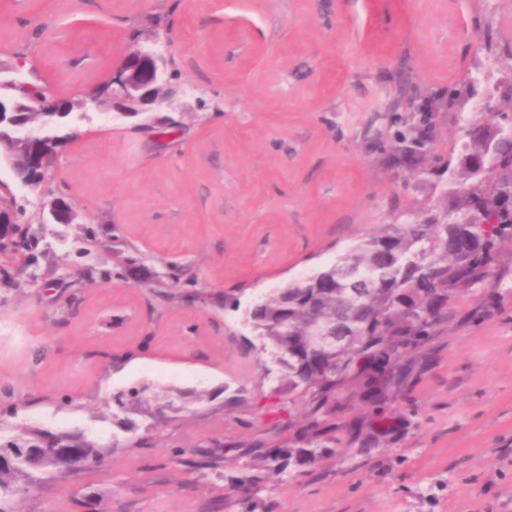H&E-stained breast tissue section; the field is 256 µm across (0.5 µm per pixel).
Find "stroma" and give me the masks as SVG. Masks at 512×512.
Listing matches in <instances>:
<instances>
[{"instance_id": "1", "label": "stroma", "mask_w": 512, "mask_h": 512, "mask_svg": "<svg viewBox=\"0 0 512 512\" xmlns=\"http://www.w3.org/2000/svg\"><path fill=\"white\" fill-rule=\"evenodd\" d=\"M157 36L171 105L144 126L91 103ZM406 79L462 93L419 171L365 134ZM1 80L87 105L63 121L54 179L13 189L38 260L0 279V430L105 450L96 469L37 475L13 512H512L511 241L493 310L471 318L464 296L425 338L375 448L342 427L370 418L355 387L335 444L302 441L307 401L243 323L464 188L435 169L459 167L467 128L512 90V0H0ZM57 196L76 223H37ZM144 384L140 409L113 405Z\"/></svg>"}]
</instances>
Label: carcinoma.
Wrapping results in <instances>:
<instances>
[{
	"instance_id": "1",
	"label": "carcinoma",
	"mask_w": 512,
	"mask_h": 512,
	"mask_svg": "<svg viewBox=\"0 0 512 512\" xmlns=\"http://www.w3.org/2000/svg\"><path fill=\"white\" fill-rule=\"evenodd\" d=\"M509 103L494 113V125L473 130V147L493 126L512 128ZM436 109L426 104L419 112L391 120L397 147L391 163L409 158L417 164L435 138ZM486 175H474L468 162L460 173L469 188L450 204L454 219L443 224L428 220L394 224L377 236L360 241L336 262L308 278L266 295L247 312V323L263 349L281 366L290 392L308 397V433L328 437L320 419L336 414L339 398L354 384L369 403V426L344 425L349 438L365 441L391 429L389 405L415 366L406 359L421 338L454 309L461 296L483 294L493 281L491 263L498 245L512 240V147L503 145L484 159ZM354 272L369 280L357 302L349 299L342 275ZM353 325L355 335L340 350L314 345L317 328ZM55 468L46 455L35 464L0 467V493L14 494L15 481L34 470Z\"/></svg>"
}]
</instances>
